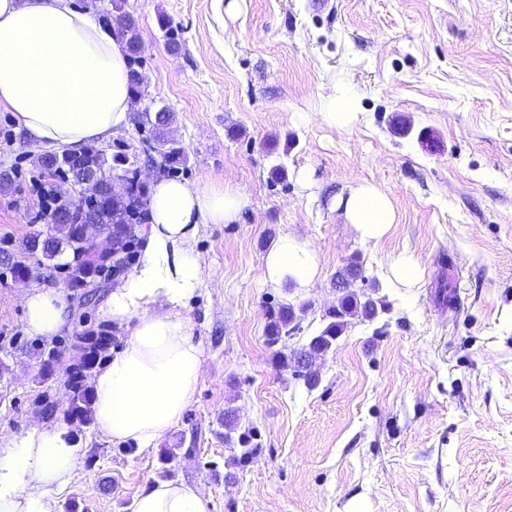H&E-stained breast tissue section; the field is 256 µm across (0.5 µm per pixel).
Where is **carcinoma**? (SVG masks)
<instances>
[{
	"mask_svg": "<svg viewBox=\"0 0 512 512\" xmlns=\"http://www.w3.org/2000/svg\"><path fill=\"white\" fill-rule=\"evenodd\" d=\"M113 18L119 21L123 35L127 37V50L130 58H136L140 43L138 23L134 16L125 11V0H111ZM146 122L155 130V144L161 157L172 165L186 161L181 147L166 139L161 131L169 124L170 110L162 105L146 109ZM36 167L40 177L62 179L71 173L75 176L90 171L97 175L99 192L95 197H86L78 201L60 196L53 198V208L46 218L52 233L44 238L39 234L30 235L23 243L24 258L32 259L39 266L56 274L71 289L79 291V302L87 305L90 300L87 288L102 283L112 275V255L94 251L81 238L76 228L80 224L95 222L106 229L114 224H135L141 195L132 192L130 178L134 174V162L124 152L112 155L96 148H86L76 154L62 153L55 161L52 154L44 153L37 157ZM365 270L360 261L353 259L336 277V283L343 284L337 289V303L325 314L323 326L308 338L302 349L315 351L323 356L336 345L351 325V319L359 317L363 321H373L378 312L385 309L382 299L375 298L364 288ZM307 305L291 301L281 303L270 314L266 330L268 345L281 342L285 336L299 327L306 313ZM84 343L83 360L74 362L65 368L64 374L69 383L70 400L66 408L56 412L49 407L50 415L60 414V419L68 425L89 427L93 421V392L83 382L82 377L91 375L93 370L107 360L112 349V330L104 325L97 329H87L82 333ZM40 374L52 376L60 365L62 351L39 352ZM232 412H224V442L236 443L233 461L240 465L254 457L258 448L252 445L253 435L243 432L232 436Z\"/></svg>",
	"mask_w": 512,
	"mask_h": 512,
	"instance_id": "carcinoma-1",
	"label": "carcinoma"
}]
</instances>
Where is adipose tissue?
Listing matches in <instances>:
<instances>
[{
  "instance_id": "adipose-tissue-1",
  "label": "adipose tissue",
  "mask_w": 512,
  "mask_h": 512,
  "mask_svg": "<svg viewBox=\"0 0 512 512\" xmlns=\"http://www.w3.org/2000/svg\"><path fill=\"white\" fill-rule=\"evenodd\" d=\"M0 109L14 113L41 145L78 151L128 127L131 95L122 35L104 30L67 0H0ZM249 199L231 181L161 179L150 199L151 222L138 263L111 291L104 313L130 330L126 347L92 376L93 419L112 441L149 448L192 403L203 351L182 314L200 286L205 263L193 249L199 226L234 223ZM338 206L363 242L381 239L395 222L388 198L366 182ZM321 272L311 244L282 234L264 258V281L306 288ZM27 331L52 339L68 310L61 292L35 288L23 298ZM82 457L57 427L34 426L0 443V512H57L53 491L69 487ZM199 488L157 482L136 497L133 512H210Z\"/></svg>"
}]
</instances>
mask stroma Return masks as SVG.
I'll return each instance as SVG.
<instances>
[{
    "label": "stroma",
    "instance_id": "obj_1",
    "mask_svg": "<svg viewBox=\"0 0 512 512\" xmlns=\"http://www.w3.org/2000/svg\"><path fill=\"white\" fill-rule=\"evenodd\" d=\"M127 0L141 38V96L128 128L100 141L136 161L145 188L170 176L229 179L249 198L233 224H203L204 281L182 314L203 351L195 398L157 446L115 443L66 427L84 455L61 512H129L163 478L201 488L211 512H512V0ZM177 32L170 45L160 19ZM351 99L349 127L325 123L331 98ZM169 107V138L186 161L170 172L146 143L142 113ZM0 110V250L21 255L46 224L32 196L43 153ZM283 177L270 175L274 164ZM365 181L388 197L391 230L362 242L336 201ZM308 240L321 265L307 288H271L263 259L284 232ZM419 256L422 277L395 283L388 262ZM360 257L387 303L317 362L307 389L266 342L272 306L300 298L306 333L336 302V274ZM450 282L453 306L436 297ZM61 291L69 336L103 324L37 268L0 283V441L46 422L59 383L39 373L40 337L25 328L26 288ZM253 430L259 453L227 464L222 421ZM175 457L162 466V449Z\"/></svg>",
    "mask_w": 512,
    "mask_h": 512
}]
</instances>
